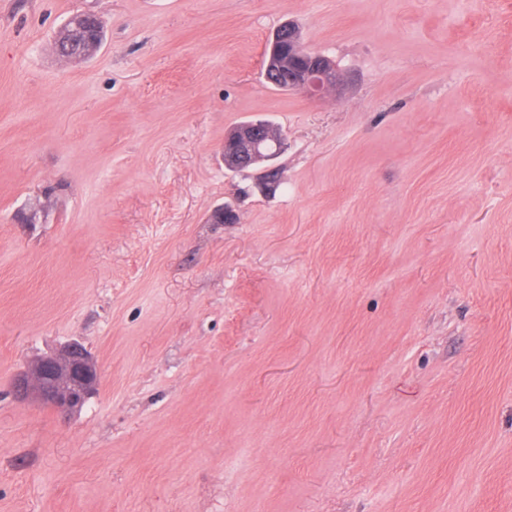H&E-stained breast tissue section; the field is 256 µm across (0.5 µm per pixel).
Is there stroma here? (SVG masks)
<instances>
[{"instance_id": "obj_1", "label": "stroma", "mask_w": 512, "mask_h": 512, "mask_svg": "<svg viewBox=\"0 0 512 512\" xmlns=\"http://www.w3.org/2000/svg\"><path fill=\"white\" fill-rule=\"evenodd\" d=\"M72 342L97 393L19 401ZM0 512H512V0H0ZM80 22L75 24V29L63 30L58 36L57 50L60 56L67 60H80L92 56L102 45L103 39L101 37V27L99 22L91 16L79 15ZM86 20L92 23L96 37L92 40H85L82 37L83 27ZM64 42L67 44V49L62 51L60 44ZM279 28L267 46L266 79L313 99L329 90L339 92L343 87V75L335 64L326 56L306 50L300 31L293 23H285ZM284 77L286 85L283 84ZM286 148L280 130L265 120H252L236 126L224 137V164L232 171H247L273 161Z\"/></svg>"}]
</instances>
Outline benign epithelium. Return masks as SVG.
Wrapping results in <instances>:
<instances>
[{
    "instance_id": "benign-epithelium-1",
    "label": "benign epithelium",
    "mask_w": 512,
    "mask_h": 512,
    "mask_svg": "<svg viewBox=\"0 0 512 512\" xmlns=\"http://www.w3.org/2000/svg\"><path fill=\"white\" fill-rule=\"evenodd\" d=\"M58 42L67 44L59 51L67 60L92 56L102 45L101 27L91 17L80 16L75 29L64 30ZM265 76L285 89L317 99L329 90L343 87V75L326 56L304 48L294 24L280 26L265 54ZM286 140L280 130L257 119L236 126L224 137V164L237 172L264 165L285 152ZM100 382L97 364L83 346L72 343L36 358L15 381L16 396H34L43 405L68 415L81 408L95 393Z\"/></svg>"
}]
</instances>
